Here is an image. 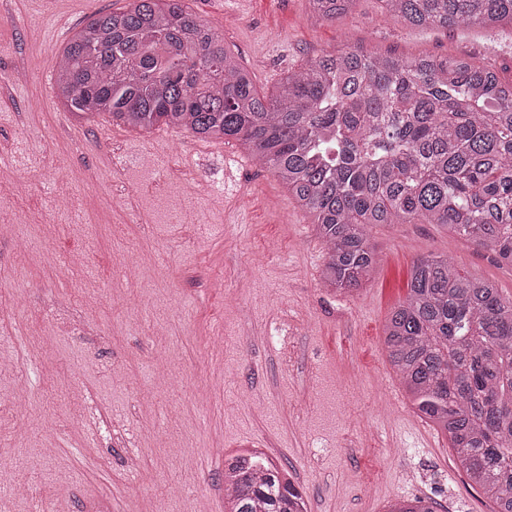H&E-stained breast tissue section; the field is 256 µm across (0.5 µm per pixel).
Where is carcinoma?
I'll list each match as a JSON object with an SVG mask.
<instances>
[{
    "label": "carcinoma",
    "mask_w": 512,
    "mask_h": 512,
    "mask_svg": "<svg viewBox=\"0 0 512 512\" xmlns=\"http://www.w3.org/2000/svg\"><path fill=\"white\" fill-rule=\"evenodd\" d=\"M317 20L356 0H308ZM409 27L512 21V0H382ZM56 89L70 112L149 133L235 140L313 218L325 287L353 292L376 263L378 224H442L512 266V86L464 56L344 47L258 91L224 35L185 0H128L68 41ZM413 406L449 438L460 471L512 512V299L446 257L414 263L385 324ZM227 512H307L288 469L260 448L224 460ZM397 500L387 512H435Z\"/></svg>",
    "instance_id": "carcinoma-1"
}]
</instances>
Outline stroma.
<instances>
[{"label":"stroma","mask_w":512,"mask_h":512,"mask_svg":"<svg viewBox=\"0 0 512 512\" xmlns=\"http://www.w3.org/2000/svg\"><path fill=\"white\" fill-rule=\"evenodd\" d=\"M127 0H0V150L21 155L22 190L0 183V457L8 512H225L224 460L259 448L288 468L308 512H385L427 496L436 512H492L448 438L414 411L384 325L417 258H452L512 297V268L441 224H380L376 265L353 295L324 288L312 220L268 169L224 179V158L188 131L142 134L77 119L56 96L70 33ZM224 34L258 90L347 45L403 56H473L512 80V27L411 28L381 0L316 21L308 0H187ZM37 63L27 71V59ZM147 143L152 167L129 144ZM203 175L217 193L192 199ZM71 190L60 213L57 190ZM129 252L136 279L116 271ZM86 254L84 263L69 259ZM149 472L140 484L129 456Z\"/></svg>","instance_id":"stroma-1"}]
</instances>
